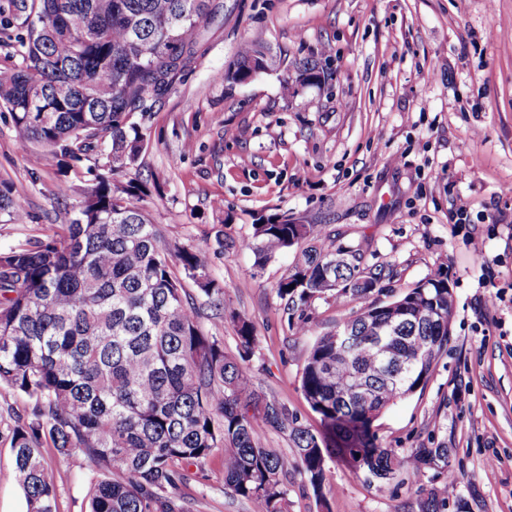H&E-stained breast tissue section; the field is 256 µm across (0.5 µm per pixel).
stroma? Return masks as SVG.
Returning a JSON list of instances; mask_svg holds the SVG:
<instances>
[{
    "label": "stroma",
    "instance_id": "1",
    "mask_svg": "<svg viewBox=\"0 0 512 512\" xmlns=\"http://www.w3.org/2000/svg\"><path fill=\"white\" fill-rule=\"evenodd\" d=\"M254 39L269 48V68L225 83L239 44ZM310 60L323 68L322 84L285 93ZM129 119L145 145L116 180L143 185L152 223L210 251V275L232 309L215 314L188 286L204 333L233 356L234 318L249 319L257 392L311 430L320 421L300 379L312 336L289 325L274 289L296 252L258 270L236 241L272 217L296 218L338 230L367 266L396 269L365 298L316 300L312 335L403 296L436 266L448 270V346L424 389L374 423L399 454L448 449L447 468L404 470L370 486L336 460L319 499L293 471L288 512H418L450 474L456 491L445 512H512V0H224V18L209 25L192 67ZM19 140L0 108V181L13 184L28 213L22 224L0 215V250L68 223L87 186L46 166L40 145L23 149ZM219 229L231 247L218 249ZM42 454L56 470L57 512H89L84 458L48 446ZM188 474L172 492L186 512H252L225 488L221 452ZM0 512H26L2 441Z\"/></svg>",
    "mask_w": 512,
    "mask_h": 512
}]
</instances>
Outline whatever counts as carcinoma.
Wrapping results in <instances>:
<instances>
[{"instance_id": "cac0c4a2", "label": "carcinoma", "mask_w": 512, "mask_h": 512, "mask_svg": "<svg viewBox=\"0 0 512 512\" xmlns=\"http://www.w3.org/2000/svg\"><path fill=\"white\" fill-rule=\"evenodd\" d=\"M220 8L214 0H8L3 29L18 30L21 61L0 69V107L21 147L38 143L47 165L84 166L95 181L69 223L0 251V385L31 401L5 434L27 512H56L46 445L102 471L90 481V512H180L168 489L216 450L224 485L252 512H287L288 458L261 446L260 424L288 436L317 499L335 459L368 484L407 464L448 465L446 448L402 457L373 430L384 409L425 387L448 344L445 267L339 325L349 332L346 348L333 332L316 337L301 379L320 418L314 432L285 404L255 394L252 322L238 321L233 357L201 330L185 282L224 306L206 250L166 237L145 212L140 186L113 179L143 148L128 114L149 111L190 67ZM267 66L263 44L245 41L224 82ZM0 214L15 223L27 216L7 182ZM238 247L258 267L296 249L275 285L290 319L325 294L362 298L396 276L391 266L364 267L361 249L315 224H255ZM341 253L349 262L339 267Z\"/></svg>"}]
</instances>
